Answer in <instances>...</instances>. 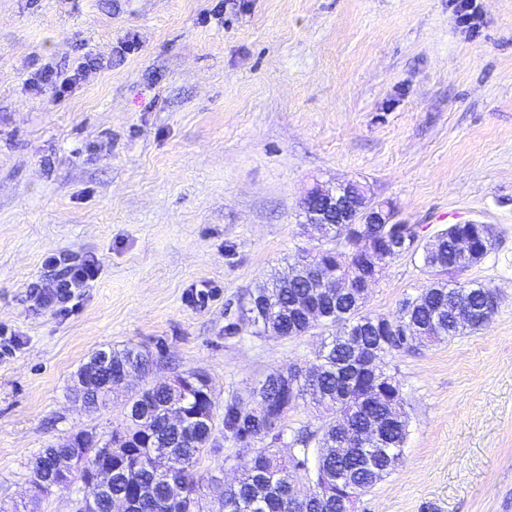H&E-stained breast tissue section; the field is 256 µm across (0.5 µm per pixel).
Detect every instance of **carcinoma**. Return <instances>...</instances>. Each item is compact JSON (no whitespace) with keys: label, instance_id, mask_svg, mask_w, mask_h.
Wrapping results in <instances>:
<instances>
[{"label":"carcinoma","instance_id":"carcinoma-1","mask_svg":"<svg viewBox=\"0 0 512 512\" xmlns=\"http://www.w3.org/2000/svg\"><path fill=\"white\" fill-rule=\"evenodd\" d=\"M460 236L472 238L475 244L493 245L482 224H452L442 231L440 241L422 248L423 266L440 274L453 275L473 263L455 253V241ZM317 270L325 279L345 277L355 286L357 264L353 253L344 256L333 248H319ZM318 279L303 276L294 263L288 272L272 280L255 282L249 292V307L244 321L257 328V333L281 338L302 336L310 332L294 306L297 300L318 303L323 312L320 326L334 327L330 340L322 343L316 353L314 375L297 367L274 368L254 386L251 404L239 407L240 397L224 403V436L249 437L254 456L241 471L237 483L222 491V512H346L343 500L336 496V482L360 496L378 481L396 472L401 464L407 438V422L392 419L389 410L379 402L361 400V391L369 381L363 365L374 363L378 375L386 372L387 360L410 345L403 333L410 325L437 324L435 335L422 343L450 339L459 335L455 318L465 315L470 331L486 328L498 309L497 294L492 288L471 282L465 286L439 279L426 285L419 296L420 303L406 299L392 315L365 313L347 292L340 299H329L317 293ZM349 328L357 345L343 335L338 327ZM112 392L125 394V419L112 429L110 436L117 451L112 458V496L124 498L133 505V512H194V495L202 485L194 467L199 457L212 443L213 429L194 419L177 428L167 420L173 406L169 383H156L134 388L120 383L121 373L132 370L139 376L149 374L153 367L142 349L128 345L111 350ZM309 398L316 406L350 413L352 431H358L370 419H380L386 425V437L378 444L381 451L367 456L356 448L343 457L319 459L314 466H305V459L292 458L284 463L278 451L266 444L276 424L267 418L268 407L281 403L277 421L299 400ZM214 394L196 392L187 409L195 416L203 411L214 417ZM341 434L336 420L322 424L318 430L297 435L295 442L306 446L313 439L323 445L334 442ZM135 472L132 479L127 472ZM303 482L314 490L304 504L292 502L288 485Z\"/></svg>","mask_w":512,"mask_h":512}]
</instances>
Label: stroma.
Masks as SVG:
<instances>
[{
	"label": "stroma",
	"instance_id": "1",
	"mask_svg": "<svg viewBox=\"0 0 512 512\" xmlns=\"http://www.w3.org/2000/svg\"><path fill=\"white\" fill-rule=\"evenodd\" d=\"M0 0V504L73 512L81 485L28 497L43 448L108 434L122 399L71 394L96 351L132 343L150 381L210 379L215 446L195 512H218L252 448L224 436V401L273 368L315 359L324 328L295 338L240 322L248 291L313 251L300 205L357 179L426 243L488 224L494 244L460 282L496 288L488 327L395 354L409 418L404 463L356 512H512V0ZM102 65L62 101L39 69ZM99 274L67 315L37 297L49 255ZM436 278L419 257L386 266L364 311L393 314ZM279 426L283 456L316 457Z\"/></svg>",
	"mask_w": 512,
	"mask_h": 512
}]
</instances>
